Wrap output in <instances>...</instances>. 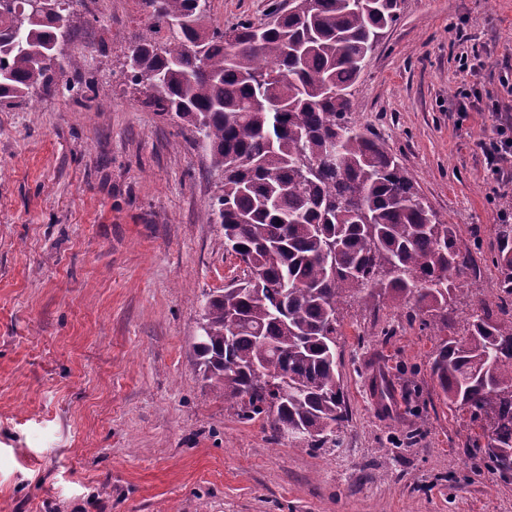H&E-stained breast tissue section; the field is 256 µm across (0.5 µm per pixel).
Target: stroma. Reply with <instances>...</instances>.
Listing matches in <instances>:
<instances>
[{
    "mask_svg": "<svg viewBox=\"0 0 512 512\" xmlns=\"http://www.w3.org/2000/svg\"><path fill=\"white\" fill-rule=\"evenodd\" d=\"M287 2L211 0L212 20L264 23ZM70 23L78 70L0 105V512H512V478L474 457L467 412L432 378L441 332L391 300L341 311L336 447L225 406L193 353L205 294L241 273L213 212L222 184L192 127L125 77L142 0H85ZM509 64L512 0H403L352 88L355 118L472 249L482 289L459 279L458 335L499 302L504 202L476 143L512 123ZM90 78L109 95L73 90ZM474 82L499 109L463 121L451 103Z\"/></svg>",
    "mask_w": 512,
    "mask_h": 512,
    "instance_id": "1",
    "label": "stroma"
}]
</instances>
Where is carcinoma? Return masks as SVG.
<instances>
[{
    "label": "carcinoma",
    "instance_id": "obj_1",
    "mask_svg": "<svg viewBox=\"0 0 512 512\" xmlns=\"http://www.w3.org/2000/svg\"><path fill=\"white\" fill-rule=\"evenodd\" d=\"M0 0V103L28 97L56 66L76 68L59 15L27 17ZM149 30L124 48L134 85L160 82L150 104L194 127L224 173L215 213L224 248L257 273L206 296L193 345L204 378L243 420L271 417L276 438L336 446L347 420L337 371L340 305L357 297L427 312L448 327L458 278L475 272L468 243L443 223L409 171L352 118L351 87L399 19L400 0H292L273 24L211 22L209 0H142ZM235 161L229 167L228 159ZM492 258L502 318L476 316L446 339L431 370L449 405L481 429L471 447L512 458V224ZM286 379V390L266 377ZM486 445H481V438Z\"/></svg>",
    "mask_w": 512,
    "mask_h": 512
}]
</instances>
